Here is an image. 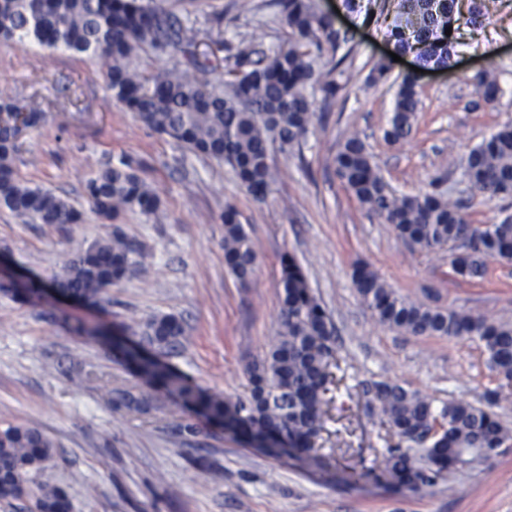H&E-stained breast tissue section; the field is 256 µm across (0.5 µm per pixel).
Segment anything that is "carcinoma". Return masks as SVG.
<instances>
[{
	"mask_svg": "<svg viewBox=\"0 0 512 512\" xmlns=\"http://www.w3.org/2000/svg\"><path fill=\"white\" fill-rule=\"evenodd\" d=\"M344 2L348 11H363L368 19L376 12L392 15L387 37L394 51L415 54L420 68L453 66V36L445 30L456 22L457 0H395L393 8L383 5L376 10L369 7L373 0ZM497 3L472 0L470 23L491 25ZM270 6L288 28L286 44L266 51L257 34L240 42L218 86L195 79L208 70L209 60L197 53L194 30L162 0H0V40L97 56L107 66L108 88L116 103L155 132L229 165L262 202L269 190L272 149L288 152L301 146L313 125L308 89L317 85L327 98L343 89L337 80L344 75L343 59L337 52L347 43L330 17L316 14L311 0H270ZM149 48L175 49L182 61L146 73L139 61ZM325 51L336 62L318 71L317 59ZM472 82L485 103L498 101L501 89L488 71L477 72ZM418 105L417 77L401 76L394 111L383 130L386 141L395 144L411 135ZM17 136L16 127L0 124V205L31 224L78 223L82 214L67 197L18 177ZM332 167L359 206L391 225L405 243L426 253L460 247L449 255L458 275L481 278L490 260L512 264L511 216L475 227L460 199L442 192L394 191L355 133L341 144ZM463 174L472 190L490 199L512 197V122L470 150ZM85 194L91 211L110 221L125 212L150 216L159 207L157 193L124 162L90 178ZM141 257L140 245L114 230L66 259L50 282L28 278L23 290L40 299L53 288L95 305L108 288L143 267ZM224 259L230 274L242 283L249 280L258 259L256 243L230 207L224 210ZM352 280L360 301L381 325L409 336L479 338L499 380L484 407L450 402L439 409L431 399L398 383H364L366 414L395 439L380 451L390 476L416 490L465 458L489 462L500 455L512 431L496 419L492 408L512 400V323L410 301L366 266L356 267ZM139 330L143 341L159 353L172 354L182 346L184 326L175 315L151 316L139 323ZM335 342L333 322L301 267L288 256L283 260L277 336L265 357L247 366V395L221 400L116 332L112 346L149 390L114 389L111 380L96 375L93 380L115 407L145 415L155 407L157 394L174 395L193 413L249 439L273 438L289 451L308 453L325 431L332 387L344 381ZM55 454V444L38 427L1 420L0 500L23 501L27 512H71L65 488L41 479Z\"/></svg>",
	"mask_w": 512,
	"mask_h": 512,
	"instance_id": "1",
	"label": "carcinoma"
}]
</instances>
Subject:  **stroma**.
<instances>
[{"label": "stroma", "mask_w": 512, "mask_h": 512, "mask_svg": "<svg viewBox=\"0 0 512 512\" xmlns=\"http://www.w3.org/2000/svg\"><path fill=\"white\" fill-rule=\"evenodd\" d=\"M313 3L350 38L349 82L331 99L311 90L315 124L300 148L272 152L262 203L227 165L197 157L117 105L98 60L0 42V97L39 116L20 133L19 175L67 194L82 213L76 224H28L0 208V261L47 282L66 258L117 228L141 245L147 269L110 288L96 308L0 288V419L37 425L56 442L60 458L43 478L66 489L72 512H512V447L492 463L443 473L416 491L383 473L376 457L381 429L364 411L362 383L393 381L438 406H481L497 381L478 338L401 335L372 320L352 282L354 267L365 264L408 299L512 322V264L488 262L480 279L455 276L447 253L410 250L390 225L360 208L331 167L339 143L356 133L397 192L438 188L466 200L470 221L479 225L512 216V198L472 192L462 168L473 147L512 120V0H501L492 26L461 25L453 70L421 74L413 131L399 144L386 142L382 129L413 56L369 85L372 67L391 49L383 25L364 22L343 0ZM166 5L190 17L203 46L220 34L232 48L259 29L265 46L286 40L269 0H254L248 14L237 0ZM478 68L496 75V104H485L471 83ZM122 161L158 191L161 206L155 215L128 212L112 224L91 211L84 189L96 172ZM228 205L259 247L245 286L224 261ZM288 255L338 328L336 356L347 375L316 453L249 442L202 419L191 434L181 429L188 413L179 398L161 397L139 416L111 408L87 381L92 372L116 387L142 384L106 341L77 334L76 325L131 329L171 313L182 318L185 340L170 364L220 397L245 395L246 363L262 359L277 332Z\"/></svg>", "instance_id": "stroma-1"}]
</instances>
